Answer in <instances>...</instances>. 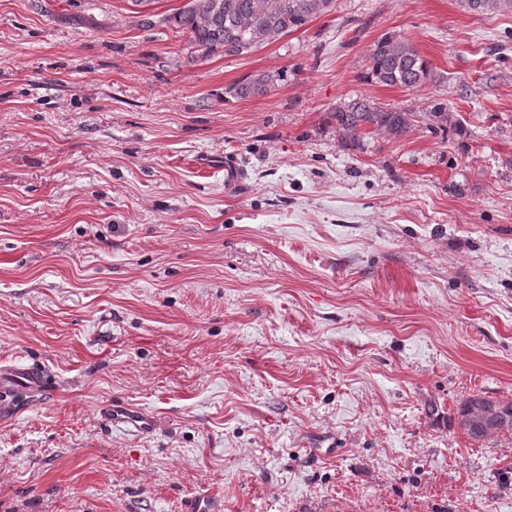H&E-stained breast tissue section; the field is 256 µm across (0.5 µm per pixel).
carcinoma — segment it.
Here are the masks:
<instances>
[{"label":"carcinoma","instance_id":"carcinoma-1","mask_svg":"<svg viewBox=\"0 0 512 512\" xmlns=\"http://www.w3.org/2000/svg\"><path fill=\"white\" fill-rule=\"evenodd\" d=\"M460 4L469 12L512 13V0H460ZM334 8L335 0H224V11L206 15L198 11L197 0H187L171 17V23L203 57L220 51L226 56H240L280 40ZM369 61L366 79L376 84L411 91L436 80L430 61L409 38L400 34L386 33L377 38L370 49ZM285 77L283 70L247 76L226 89V94L240 99L262 95ZM329 115L344 143H355L367 132L399 138L408 131L415 117L413 112L382 106L364 97L336 106ZM421 117L443 127L452 122V114L443 106L423 112ZM476 400L491 407L512 408V400L473 394L459 402L457 416H462Z\"/></svg>","mask_w":512,"mask_h":512}]
</instances>
